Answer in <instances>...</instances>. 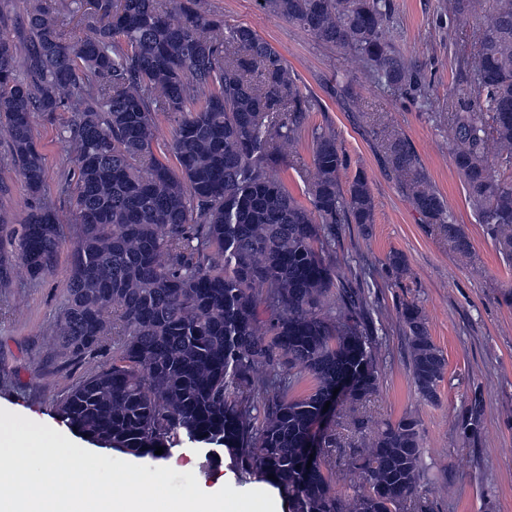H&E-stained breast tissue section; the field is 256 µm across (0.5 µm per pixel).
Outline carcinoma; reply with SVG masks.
<instances>
[{
	"label": "carcinoma",
	"mask_w": 512,
	"mask_h": 512,
	"mask_svg": "<svg viewBox=\"0 0 512 512\" xmlns=\"http://www.w3.org/2000/svg\"><path fill=\"white\" fill-rule=\"evenodd\" d=\"M19 35L0 33V128L31 200L0 237V290L15 264L54 269L66 229L67 300L56 325L68 360L112 345V364L70 389L58 418L87 441L157 458L180 435L277 489L288 512H423L419 420L377 428L362 414L380 385L376 340L333 259L336 225L374 223L375 202L336 135L316 130L310 206L278 175L312 101L280 53L201 0H27ZM321 45L353 54L388 86L422 93L387 38L385 0H262ZM473 99L448 113V152L471 208L512 264V0H496L469 49ZM71 112L75 222L45 196L33 113ZM173 118L171 138L157 117ZM172 155L176 164L169 163ZM391 174L450 248L472 243L410 141L384 143ZM412 383L434 402L447 362L422 309L400 308ZM307 378L306 393H295ZM353 381L333 411L334 389ZM360 447L337 462L336 427ZM274 478H268V475ZM352 489L344 494L340 488Z\"/></svg>",
	"instance_id": "carcinoma-1"
}]
</instances>
